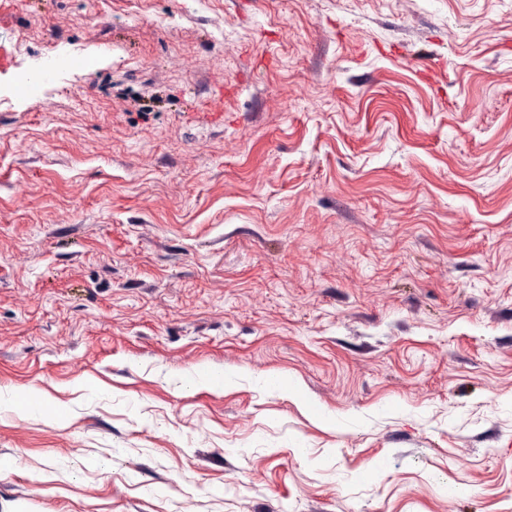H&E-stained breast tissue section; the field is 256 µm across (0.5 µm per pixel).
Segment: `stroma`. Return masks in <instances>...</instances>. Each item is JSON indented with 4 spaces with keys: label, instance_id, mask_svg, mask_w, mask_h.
I'll return each instance as SVG.
<instances>
[{
    "label": "stroma",
    "instance_id": "1",
    "mask_svg": "<svg viewBox=\"0 0 512 512\" xmlns=\"http://www.w3.org/2000/svg\"><path fill=\"white\" fill-rule=\"evenodd\" d=\"M0 512H512V0H5Z\"/></svg>",
    "mask_w": 512,
    "mask_h": 512
}]
</instances>
